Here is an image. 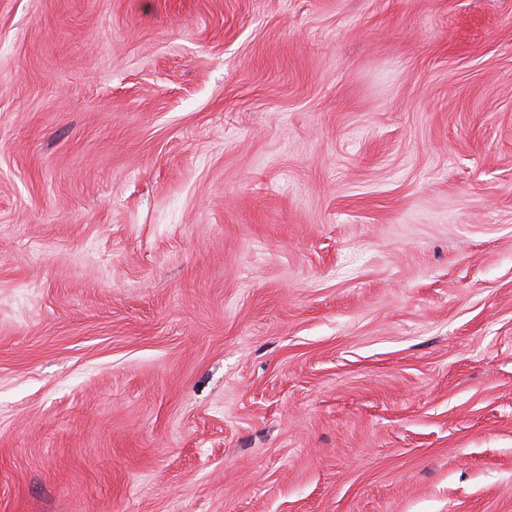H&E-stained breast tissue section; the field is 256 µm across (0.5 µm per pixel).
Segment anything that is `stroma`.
<instances>
[{
    "label": "stroma",
    "mask_w": 512,
    "mask_h": 512,
    "mask_svg": "<svg viewBox=\"0 0 512 512\" xmlns=\"http://www.w3.org/2000/svg\"><path fill=\"white\" fill-rule=\"evenodd\" d=\"M0 512H512V0H0Z\"/></svg>",
    "instance_id": "35a3bbf8"
}]
</instances>
